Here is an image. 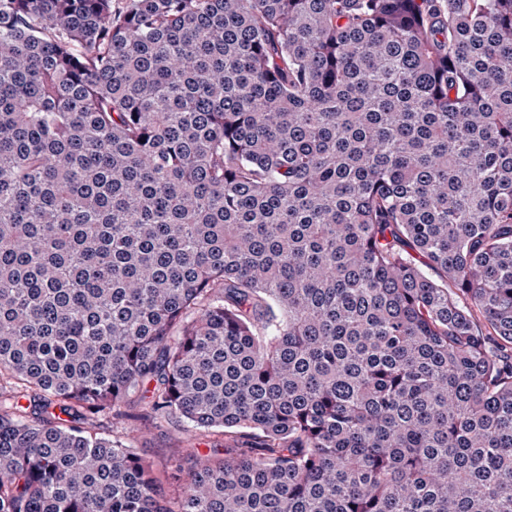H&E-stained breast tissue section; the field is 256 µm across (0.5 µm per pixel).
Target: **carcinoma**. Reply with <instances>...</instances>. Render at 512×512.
I'll return each instance as SVG.
<instances>
[{
    "label": "carcinoma",
    "instance_id": "cac0c4a2",
    "mask_svg": "<svg viewBox=\"0 0 512 512\" xmlns=\"http://www.w3.org/2000/svg\"><path fill=\"white\" fill-rule=\"evenodd\" d=\"M0 512H512V0H0ZM131 412L133 417L129 421L131 432L127 444L154 465L161 480V491L167 497H171L177 488L171 475L186 478L194 466L197 451L203 454L207 448H224V434L220 430L200 436L183 419L159 422L146 404Z\"/></svg>",
    "mask_w": 512,
    "mask_h": 512
}]
</instances>
